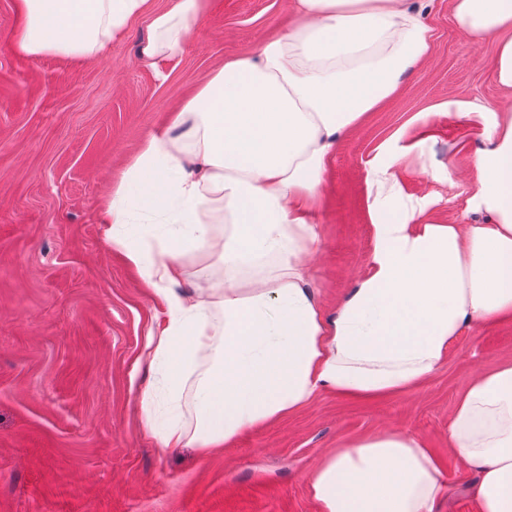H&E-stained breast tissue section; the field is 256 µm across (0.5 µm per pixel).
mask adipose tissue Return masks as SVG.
I'll return each mask as SVG.
<instances>
[{
	"instance_id": "adipose-tissue-1",
	"label": "adipose tissue",
	"mask_w": 512,
	"mask_h": 512,
	"mask_svg": "<svg viewBox=\"0 0 512 512\" xmlns=\"http://www.w3.org/2000/svg\"><path fill=\"white\" fill-rule=\"evenodd\" d=\"M149 0H17L19 55L92 58L123 38ZM294 24L226 61L143 141L104 211L105 236L159 296L154 360L172 395L194 391L196 426L162 448L201 453L295 412L320 392L355 398L419 387L478 321L512 318V109L468 98L448 109L482 129L469 185L488 224L417 223V207L368 205L369 268L325 316L305 261L311 215L340 137L428 56L429 29L409 0H293ZM474 42L498 40L495 79L512 95V0H449ZM206 0L152 14L140 54L181 55ZM162 214L169 243L152 260L119 226ZM215 251L209 282L180 289L182 255ZM451 452L478 480L477 512H512V364L476 373L449 423ZM320 512H437L449 491L425 441L397 428L342 438L306 477Z\"/></svg>"
}]
</instances>
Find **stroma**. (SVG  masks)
I'll return each mask as SVG.
<instances>
[{"instance_id":"obj_1","label":"stroma","mask_w":512,"mask_h":512,"mask_svg":"<svg viewBox=\"0 0 512 512\" xmlns=\"http://www.w3.org/2000/svg\"><path fill=\"white\" fill-rule=\"evenodd\" d=\"M412 3L429 55L339 140L323 175L311 270L328 315L368 270L369 172L394 134L406 151L390 210L413 203L424 222L490 221L468 203L481 130L442 106L464 96L512 108L492 74L495 40L464 37L449 0ZM293 21L292 0H208L182 55L158 67L139 55L146 15L104 58L31 60L11 49L15 0H0V512H319L307 470L337 439L389 427L436 456L449 485L439 512H477L476 475L450 452L448 424L475 373L512 363V318L459 336L420 388L373 399L324 391L206 456L162 449L145 429L150 415L194 428L193 393L171 402L150 365L165 307L106 239L103 210L151 131L224 61Z\"/></svg>"}]
</instances>
